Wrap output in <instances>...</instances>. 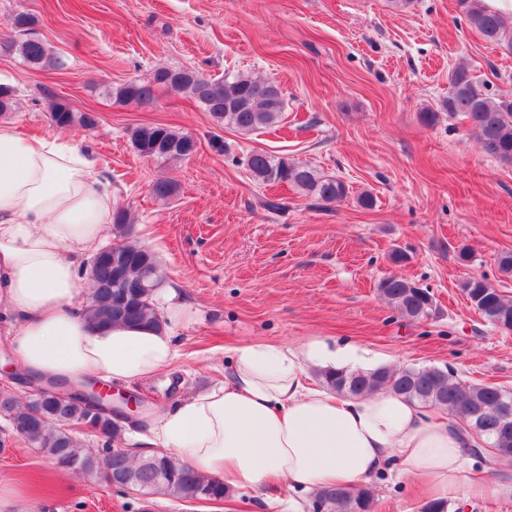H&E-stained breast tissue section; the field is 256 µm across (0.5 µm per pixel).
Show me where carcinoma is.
Here are the masks:
<instances>
[{
	"label": "carcinoma",
	"mask_w": 512,
	"mask_h": 512,
	"mask_svg": "<svg viewBox=\"0 0 512 512\" xmlns=\"http://www.w3.org/2000/svg\"><path fill=\"white\" fill-rule=\"evenodd\" d=\"M458 6L483 40L505 54H512L511 19L489 9L483 0H458ZM11 25L16 38L6 42L7 49L17 51L26 63L35 67L64 66L61 58L37 37L34 17L19 12L12 16ZM448 85V97L442 103L448 117L467 120L482 152L512 163V96L490 95L485 84L464 66L448 72ZM157 86L189 94L217 123L231 126L242 135L278 127L287 107L283 90L273 80L256 79L243 73H226L223 79L215 80L184 68H159L151 80H129L109 90V94L118 101L150 104ZM46 111L51 123L60 129L90 130L96 125L92 113L80 111L64 99H49ZM132 141L140 156L162 162L186 159L197 149L192 135L163 125L136 129ZM246 164L253 179L261 184H287L296 193L325 203L342 200L350 192L343 180L321 174L286 156L254 150L247 156ZM133 223L128 210L118 208L112 212L117 236L126 239ZM156 266L154 254L134 241L112 245L110 254L98 251L89 275L90 326L117 323L144 328L159 326L155 294L161 277L153 272ZM377 290L406 318L422 320L433 313V295L428 289L402 276L382 278ZM461 290L485 321L502 330L512 329V297L492 287L483 277L463 281ZM320 378L324 385L343 395L392 391L408 400L445 409L448 414L465 420L490 447L503 449L501 456H509L507 449H512V419L505 422L501 414L502 404L512 403L511 391L467 383L452 370L438 368L382 366L367 372L324 369ZM0 413L17 426L19 436L55 467L89 472L107 486L119 477L130 475L151 481L144 488L134 480L127 483L144 495L161 494L187 502L222 500L229 494L222 480L195 472L172 456L152 455L137 461L109 445L87 446L74 432V427L90 418L87 406L77 397L54 404L40 393L24 402L5 396L0 398ZM313 502L328 504L329 512H369L371 494L367 488L353 490L336 486L317 491Z\"/></svg>",
	"instance_id": "cac0c4a2"
}]
</instances>
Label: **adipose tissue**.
<instances>
[{
  "mask_svg": "<svg viewBox=\"0 0 512 512\" xmlns=\"http://www.w3.org/2000/svg\"><path fill=\"white\" fill-rule=\"evenodd\" d=\"M111 222L112 183L70 138L26 137L0 124V334L29 375L132 384L175 360L184 310L172 287L156 297L159 328L87 321L86 259ZM313 364L355 371L363 359L356 347L322 340L240 345L223 384L152 416L155 448L234 489L356 488L388 470L425 483L442 502L461 490L488 492L463 464L475 439L447 411L390 391L336 394L311 383Z\"/></svg>",
  "mask_w": 512,
  "mask_h": 512,
  "instance_id": "obj_1",
  "label": "adipose tissue"
}]
</instances>
